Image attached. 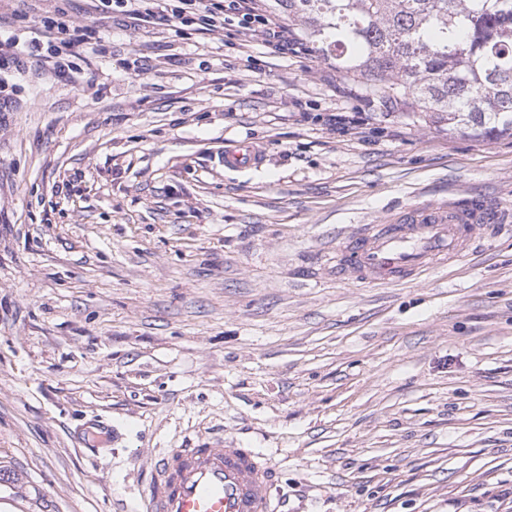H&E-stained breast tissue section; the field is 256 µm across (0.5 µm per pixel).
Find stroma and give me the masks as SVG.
<instances>
[{"label": "stroma", "instance_id": "1", "mask_svg": "<svg viewBox=\"0 0 512 512\" xmlns=\"http://www.w3.org/2000/svg\"><path fill=\"white\" fill-rule=\"evenodd\" d=\"M54 9L99 39L0 119V512H134L146 459L203 443L261 449L284 512H512V137L380 111L234 17L0 0V33ZM446 197L500 228L406 283L330 269ZM259 155L249 144L235 145L224 151V166L228 168L251 169L258 167Z\"/></svg>", "mask_w": 512, "mask_h": 512}]
</instances>
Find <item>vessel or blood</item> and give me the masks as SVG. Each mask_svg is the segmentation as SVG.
Segmentation results:
<instances>
[{
    "label": "vessel or blood",
    "mask_w": 512,
    "mask_h": 512,
    "mask_svg": "<svg viewBox=\"0 0 512 512\" xmlns=\"http://www.w3.org/2000/svg\"><path fill=\"white\" fill-rule=\"evenodd\" d=\"M224 165L255 168L259 155L239 144L225 151ZM494 222L472 199L418 203L337 244L336 273L371 283L409 281L458 258ZM148 464L143 512H268L272 471L258 449L170 448Z\"/></svg>",
    "instance_id": "1"
}]
</instances>
